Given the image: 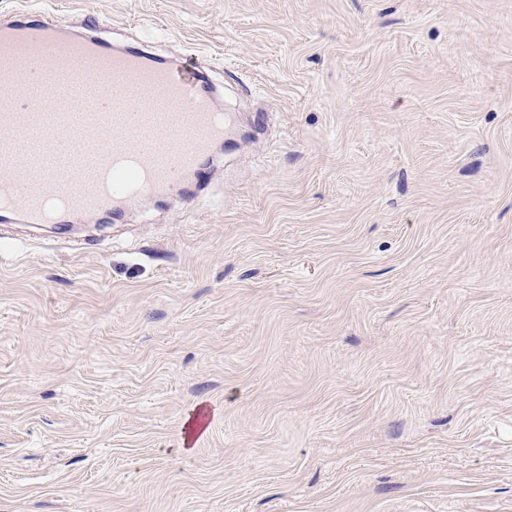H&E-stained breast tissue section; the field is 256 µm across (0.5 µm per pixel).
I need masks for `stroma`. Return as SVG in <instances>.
<instances>
[{"instance_id": "1", "label": "stroma", "mask_w": 512, "mask_h": 512, "mask_svg": "<svg viewBox=\"0 0 512 512\" xmlns=\"http://www.w3.org/2000/svg\"><path fill=\"white\" fill-rule=\"evenodd\" d=\"M53 8L207 67L227 143L0 223V512H512V0Z\"/></svg>"}]
</instances>
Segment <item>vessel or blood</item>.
<instances>
[{"label": "vessel or blood", "instance_id": "obj_1", "mask_svg": "<svg viewBox=\"0 0 512 512\" xmlns=\"http://www.w3.org/2000/svg\"><path fill=\"white\" fill-rule=\"evenodd\" d=\"M32 6L0 24L9 42L0 53V220L37 227L120 212L187 175L205 180L208 160L224 140V114L211 86L181 59L112 47L95 18L71 43L95 64L66 83L55 77L53 45L65 39ZM112 66V94L99 95L98 66ZM47 89L33 101L30 89Z\"/></svg>", "mask_w": 512, "mask_h": 512}]
</instances>
